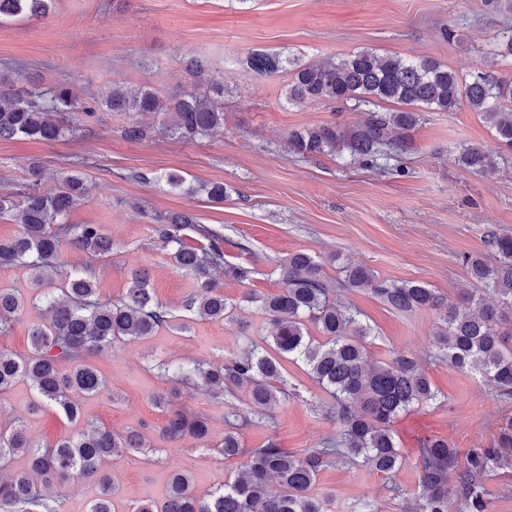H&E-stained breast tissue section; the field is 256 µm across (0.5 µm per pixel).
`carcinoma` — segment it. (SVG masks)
Masks as SVG:
<instances>
[{"mask_svg": "<svg viewBox=\"0 0 512 512\" xmlns=\"http://www.w3.org/2000/svg\"><path fill=\"white\" fill-rule=\"evenodd\" d=\"M50 0H0V22L7 19L41 20L48 16ZM503 60L512 59V30L502 34L492 48ZM185 72L196 82L206 74L207 63L198 56L183 59ZM244 65L260 77L288 74L286 100L290 105L354 102L355 108L393 103L389 112H368L353 128L343 132L335 122L288 133V147L302 157L331 153L342 147L370 167L378 161L397 160L412 148V131L425 112H454L466 105L481 114L495 132L494 150L465 145L458 165L484 175L497 171V158L512 151V78L490 73L466 79L431 59L406 60L363 49L339 59L307 61L282 53L251 52ZM123 112L132 122L122 129L129 141H141L157 132L168 137L196 140L224 132V85L213 83L203 94L179 89L161 104L149 87L131 89L113 85L101 96L82 99L65 83L45 87L30 78L0 72V140L28 139L56 142L67 135L86 132L100 109ZM154 113L158 127L141 124L137 116ZM145 183L165 181L172 189L186 180L176 173L150 177ZM46 173L38 165L28 168L22 186L0 193V218L21 209V231L0 239V268L21 264L39 285L28 298L10 288H0V335H7L29 307L42 311L31 325L32 352L20 356L0 350V397L19 381L36 394L31 411L54 408L70 421L82 417V399L109 393L106 379L89 358L118 343L145 340L171 326L167 306L149 288L145 269L131 272V286L116 302L101 301L92 267L68 269L61 260L63 246L72 245L94 255L112 252V239L100 224H73L69 215L85 199L87 188L78 174L57 178L45 188ZM206 194L222 202V183L188 187V194ZM153 239L167 251L172 264L192 276L194 291L184 309L200 320L234 318L240 304L224 297L218 281L245 284L254 269L232 263L224 255V236L197 226L191 212L154 214ZM197 230L206 240L199 246L185 241V230ZM487 250L463 256L471 287L460 305H448L436 290L414 281L381 278L363 264L344 263L338 276L327 277L325 263L304 250L288 254L276 267L279 291L258 295L247 291L241 301L257 309L273 332L252 341L238 353L219 362L177 368V381L191 384L215 400L246 394L254 417L240 415L225 404L224 458H243L234 477L206 497L198 496L190 477L172 475L160 503L142 501L131 512H328L324 499L312 488L318 475L339 458L391 474L401 466L402 454L390 424L416 404L437 400L420 361L406 351H393L385 361L369 360L373 329L360 311L337 300L339 288L365 289L399 314L420 310L436 312L440 325L431 345L435 358L462 372H475L493 399L512 401V326H504L502 309L512 310V236L490 235ZM497 303H485L484 293ZM302 364L310 377L333 399L331 408L339 431L317 448L296 455L270 437L259 448H245L241 429L250 423L268 429L276 426L275 409L290 392L283 362ZM157 404L168 417L158 435L176 446L187 437L206 442L211 437L206 414L187 413L160 396ZM149 440L140 428L118 434L89 423L44 448L28 434L22 420L0 425V465L15 456L28 460V470L0 476V512H57L52 496L42 493L55 483L92 479L100 496L87 512H115V488L104 464L124 451L140 452ZM459 451L446 438H427L419 448L418 499L413 512H448V482L456 478L455 512H489L485 478L512 463V418L500 428L487 448H471L462 470H456Z\"/></svg>", "mask_w": 512, "mask_h": 512, "instance_id": "1", "label": "carcinoma"}]
</instances>
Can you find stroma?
Listing matches in <instances>:
<instances>
[{
  "mask_svg": "<svg viewBox=\"0 0 512 512\" xmlns=\"http://www.w3.org/2000/svg\"><path fill=\"white\" fill-rule=\"evenodd\" d=\"M512 25V11L486 0H52L41 21L0 23V65L10 63L53 86L68 84L79 96L100 93L112 84L149 86L167 96L190 85L182 57L209 62L213 81L223 83V134L193 141L155 136L125 140L124 114L99 110L86 134L46 144L0 141V192L14 190L27 177L30 162L51 176L78 173L89 199L77 206L74 224H100L112 239L109 255L91 257L64 247L63 262L92 267L101 300L127 291L134 267L148 268L151 285L176 321L194 280L174 267L151 238L149 215L192 210L201 225L224 235L227 260L254 268L250 285L223 284L224 295L240 303L237 320L191 322L188 331L165 329L145 341L115 345L93 357L106 377L109 394L86 399V420L120 433L145 427L152 449L113 457L107 470L117 488L118 512L143 500L162 501L172 472L188 474L197 494L206 495L233 476L239 460L224 458V408L191 385H175L154 371L160 360L185 364L223 359L248 340L270 330L255 305L243 302L246 289L278 290L279 258L306 250L326 258L325 272L335 277L330 254L362 262L381 277L416 281L458 302L467 276L459 258L485 251L487 233L512 234V155L498 170L482 175L461 169V146L495 148L493 131L480 114L461 108L428 113L412 132L403 172L371 168L348 154L302 158L288 149V133L332 121L351 126L363 118L348 103L286 104L284 76L261 78L243 61L252 51L291 53L306 60L340 58L369 48L407 60L431 58L461 74L490 72L512 76L511 63L488 59V43ZM454 28L447 40L442 30ZM174 172L188 183L221 182L228 196L221 203L188 196L165 183H142L141 173ZM373 326L374 359L391 351L414 354L441 399L400 414L391 430L403 453L396 473L385 474L339 461L318 477L316 493L329 512H351L369 501L381 512H409L418 490L421 440L448 438L455 448L489 447L501 424L512 417V403L495 402L481 378L456 371L429 356L436 331L435 312L401 315L388 310L370 292H343ZM296 397L276 411L277 426H246L242 443L262 446L275 436L281 447L303 454L338 431L329 417L331 399L299 365L286 366ZM174 405L210 416L212 438H185L172 447L158 436L167 413L156 395ZM33 392L18 383L0 398V421L23 418L39 444L53 445L78 431L53 409L31 412Z\"/></svg>",
  "mask_w": 512,
  "mask_h": 512,
  "instance_id": "obj_1",
  "label": "stroma"
}]
</instances>
